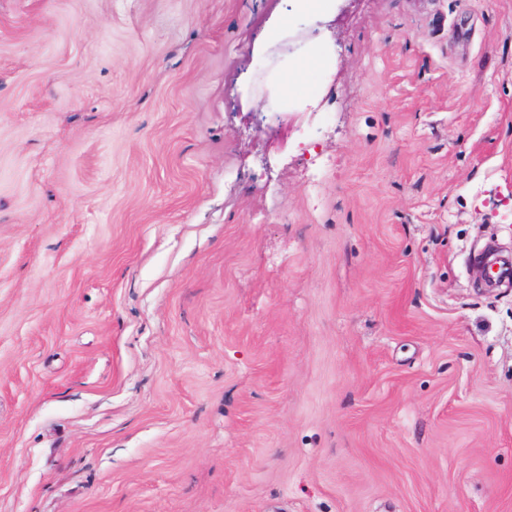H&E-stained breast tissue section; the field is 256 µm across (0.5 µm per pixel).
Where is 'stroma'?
Returning a JSON list of instances; mask_svg holds the SVG:
<instances>
[{
  "instance_id": "stroma-1",
  "label": "stroma",
  "mask_w": 512,
  "mask_h": 512,
  "mask_svg": "<svg viewBox=\"0 0 512 512\" xmlns=\"http://www.w3.org/2000/svg\"><path fill=\"white\" fill-rule=\"evenodd\" d=\"M289 8L0 0V512H512V0ZM328 53L321 41L311 43L307 52L297 57L294 63L281 75L279 92L285 98L298 95L310 96L316 88L311 77L317 70H322Z\"/></svg>"
}]
</instances>
